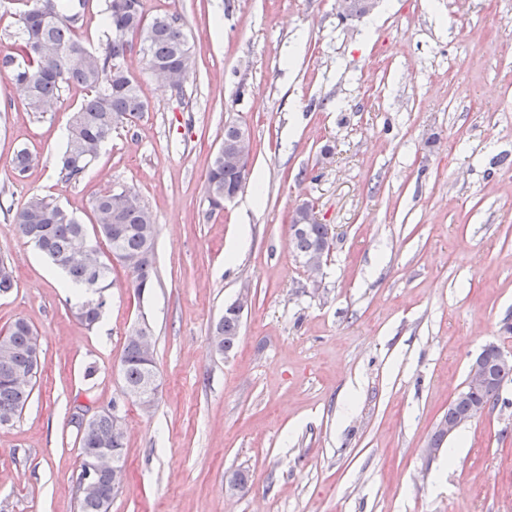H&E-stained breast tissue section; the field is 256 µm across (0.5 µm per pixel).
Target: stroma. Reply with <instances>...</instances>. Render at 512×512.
<instances>
[{
	"instance_id": "1",
	"label": "stroma",
	"mask_w": 512,
	"mask_h": 512,
	"mask_svg": "<svg viewBox=\"0 0 512 512\" xmlns=\"http://www.w3.org/2000/svg\"><path fill=\"white\" fill-rule=\"evenodd\" d=\"M144 11L180 17L194 70L172 89L132 46L123 65L148 110L79 183L59 168L86 90L65 87L39 118L0 76V258L16 280L0 329L26 319L42 347L20 417L0 425V512H78L74 418L120 398L143 322L160 388L151 413L127 408L110 512H512V383L425 453L471 359L512 353V0H379L347 20L336 0ZM231 122L261 180L215 209L206 179ZM20 145L39 157L23 174ZM122 189L153 215L156 276L140 298L113 265L90 328L13 217L49 196L88 225L95 197ZM304 203L333 234L314 276L289 240ZM244 290L239 343L216 353L212 327ZM237 469L249 480L232 494Z\"/></svg>"
}]
</instances>
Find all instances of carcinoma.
<instances>
[{"instance_id": "1", "label": "carcinoma", "mask_w": 512, "mask_h": 512, "mask_svg": "<svg viewBox=\"0 0 512 512\" xmlns=\"http://www.w3.org/2000/svg\"><path fill=\"white\" fill-rule=\"evenodd\" d=\"M38 0H23L19 14L17 55L0 57V75L21 87L29 111L45 115L55 110L62 88L80 85L88 94L69 122L60 174L68 183H78L102 146L116 129L134 124L147 111L136 81L121 65V59L140 39L142 49L156 68L168 71V83L180 90L193 66L192 48L176 16L145 15L143 0H105L108 28L104 46L86 48L76 37L80 9L86 0H44L47 8H36ZM37 156L28 148L17 149L11 159L18 173L27 171ZM246 167L224 163V150H218L210 166L206 192L212 206L223 198L224 187L244 188ZM92 229L49 197L30 199L14 216L20 238L31 242L51 262L62 269L69 281L84 290L86 298L76 307V316L89 328L102 316L103 300L93 296L111 286L112 256L129 271L127 287L141 297L152 287L157 227L152 214L131 190L108 191L92 204ZM290 232L291 245L299 259L320 248L329 234L326 224L306 221ZM105 242L107 259L94 265L89 253L98 252L92 238ZM241 320L231 307L215 324L210 347L219 354L231 352L238 344ZM40 361L39 336L24 319L15 320L5 335H0V423L14 421L28 402ZM124 387L134 393L148 380L139 344L127 336L120 362ZM499 396L489 388H473L467 397L448 408V415L465 412L474 404H497ZM80 447L91 452L105 451L125 465V430L116 429L106 417L97 420L82 436ZM120 487L112 484V472L103 470L93 487L79 495V512H110Z\"/></svg>"}]
</instances>
